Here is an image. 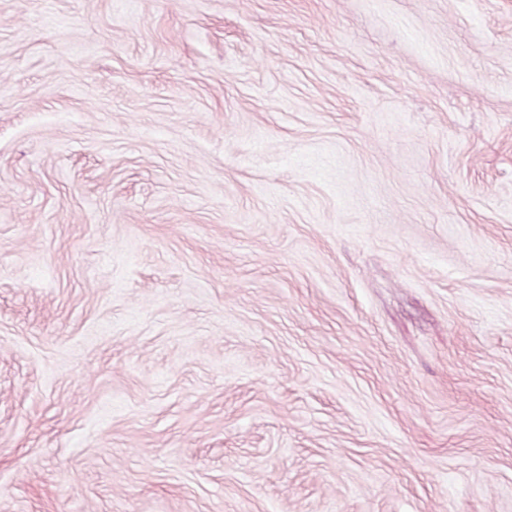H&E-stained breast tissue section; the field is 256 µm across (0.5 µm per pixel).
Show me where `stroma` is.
Wrapping results in <instances>:
<instances>
[{
    "label": "stroma",
    "instance_id": "stroma-1",
    "mask_svg": "<svg viewBox=\"0 0 512 512\" xmlns=\"http://www.w3.org/2000/svg\"><path fill=\"white\" fill-rule=\"evenodd\" d=\"M0 512H512V0H0Z\"/></svg>",
    "mask_w": 512,
    "mask_h": 512
}]
</instances>
